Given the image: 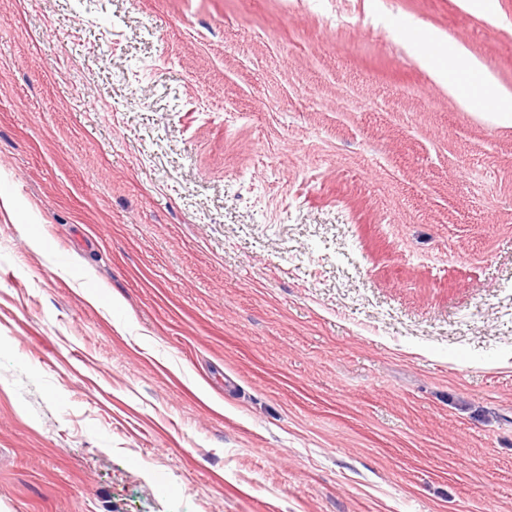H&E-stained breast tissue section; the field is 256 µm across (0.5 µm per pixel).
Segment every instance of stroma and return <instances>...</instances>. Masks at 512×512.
<instances>
[{
  "label": "stroma",
  "mask_w": 512,
  "mask_h": 512,
  "mask_svg": "<svg viewBox=\"0 0 512 512\" xmlns=\"http://www.w3.org/2000/svg\"><path fill=\"white\" fill-rule=\"evenodd\" d=\"M0 0V512H512V0ZM488 112H481L484 119L503 127H512V99L502 95L501 99H493L487 103Z\"/></svg>",
  "instance_id": "1"
}]
</instances>
